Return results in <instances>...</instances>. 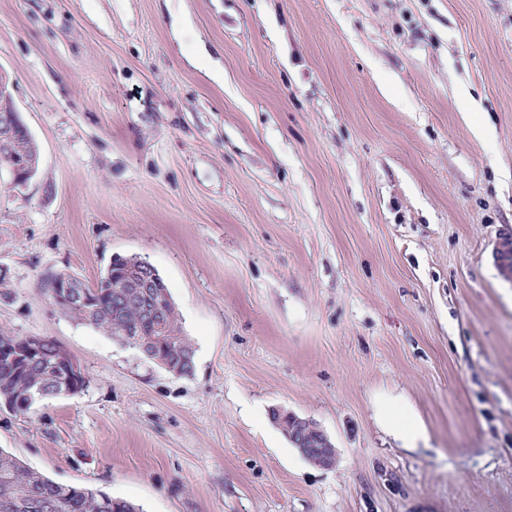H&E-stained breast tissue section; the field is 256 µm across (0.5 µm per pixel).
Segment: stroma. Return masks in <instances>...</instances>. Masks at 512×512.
<instances>
[{"instance_id":"obj_1","label":"stroma","mask_w":512,"mask_h":512,"mask_svg":"<svg viewBox=\"0 0 512 512\" xmlns=\"http://www.w3.org/2000/svg\"><path fill=\"white\" fill-rule=\"evenodd\" d=\"M0 72L39 152L0 176V332L87 379L0 448L143 512H512V0H0ZM117 255L192 376L46 293ZM494 259L499 273L502 278L512 283V265L510 270V262L512 264V235H502L496 244L494 251ZM511 259V260H510ZM118 263H126L125 272L128 276V285L126 288L138 289L137 292L144 294L155 305V307L150 308V316H152L157 310L160 309L161 305L164 303L162 300L157 298L153 288H157L160 298H163L165 293V290L163 289L165 288L164 285L159 279L156 278L155 274H153L152 277H148L144 276L140 272L141 266L148 267V264L142 260L129 261L118 259ZM147 288L150 289L147 290ZM271 417L274 419L275 423L285 425L287 424L288 428V420L291 423V434L288 433V438L290 442L299 446L301 452L295 445H292L297 448L302 456L308 457V455L316 450L315 457L311 459L305 458L309 463L319 466V467H331L336 461V450L330 438L327 434L320 428V426L309 418H302L295 415L292 412L284 410L280 407H273L271 412ZM313 431L318 434V440L321 448H301V445L306 442V438L311 433V436L314 435ZM324 449H327L328 452H331L335 455L333 457L322 458L317 457V454L321 453Z\"/></svg>"}]
</instances>
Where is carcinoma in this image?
I'll return each mask as SVG.
<instances>
[{
  "label": "carcinoma",
  "instance_id": "1",
  "mask_svg": "<svg viewBox=\"0 0 512 512\" xmlns=\"http://www.w3.org/2000/svg\"><path fill=\"white\" fill-rule=\"evenodd\" d=\"M36 155L34 140L19 132L12 141L0 144V167L28 161ZM122 277L121 269L111 268L95 285L86 286L89 304L70 306L64 313L131 346L151 337L153 353L149 360H158L162 366H180V378L191 376L195 349L183 334L174 304H166L164 328L155 330L146 320L143 304H114ZM19 341L17 336L0 333V403L7 397L24 400L37 389L50 398L62 394L67 376L59 362V344L47 340L41 354L21 366L11 360ZM0 512H139V507L101 490L55 482L16 455L0 449Z\"/></svg>",
  "mask_w": 512,
  "mask_h": 512
}]
</instances>
